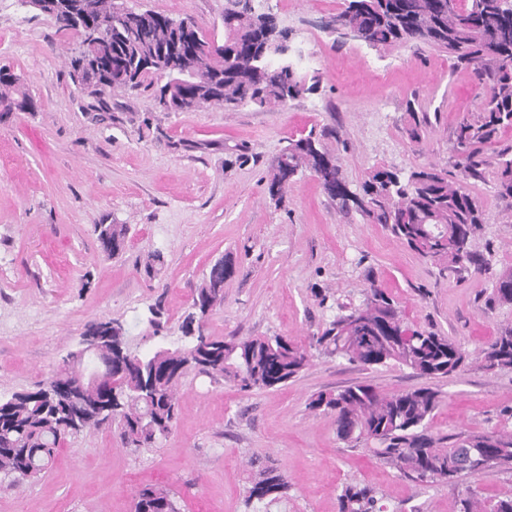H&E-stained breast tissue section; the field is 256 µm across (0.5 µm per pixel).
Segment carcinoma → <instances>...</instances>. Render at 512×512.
I'll list each match as a JSON object with an SVG mask.
<instances>
[{
  "instance_id": "cac0c4a2",
  "label": "carcinoma",
  "mask_w": 512,
  "mask_h": 512,
  "mask_svg": "<svg viewBox=\"0 0 512 512\" xmlns=\"http://www.w3.org/2000/svg\"><path fill=\"white\" fill-rule=\"evenodd\" d=\"M51 17L59 28H101L99 72L72 61L71 76L89 94L108 90L104 69L119 59L132 72L128 87L140 85L149 73L143 61L162 45L178 43L176 70H188L197 79L169 91L170 112L192 111L202 104L233 108L253 105L286 106L317 91L320 75L305 73L289 59L272 61L262 54L264 29L288 40V29L277 16L255 7L254 0H224L223 50L209 55L193 52L206 41L199 28L176 33L172 18L155 11L148 20L113 14V0H50ZM344 19L359 27L363 43L384 50L408 42L430 45L457 63L472 68L483 99L482 111L460 124L457 136L458 167L462 174L475 166L470 147L492 142L502 128H512V0H348ZM15 93L16 97L9 96ZM0 106L3 111L34 112L37 101L21 90L19 78L0 68ZM288 169L271 166L267 189L281 201L288 186L304 170L315 173L324 191L342 181L336 158L323 151L313 136L291 139L282 150ZM498 193L512 196V156L498 153ZM334 195L343 207L354 205L374 224H383L420 256L459 272L469 267L489 269V260L473 250L483 224V209L460 179L435 165L402 177L376 169L362 187ZM101 252L111 258L125 250V224L94 226ZM228 271L215 263L194 290L181 330L187 343L167 347L163 354H139L130 349L127 329L112 321V380L94 384L77 371L80 352L68 353L52 376L34 391L0 398V475L15 480L34 479L53 461L67 436L115 423L129 448H154L179 419L177 388L186 374L198 371L236 383L241 390H275L294 381L310 364L315 348L365 367L398 365L426 379L460 371L469 359L451 338L405 324L393 301L372 288L362 302L367 318L351 322L352 307L332 321L306 348L284 336L238 338L212 336L205 320L224 304ZM478 359L487 371L512 372V328L504 329ZM442 391L422 387L381 393L357 383L335 393L320 392L308 403L311 411L332 416L337 437L396 469L424 486L455 485L463 477L488 469L512 471V432L491 430L435 434L431 423L444 402ZM112 400V413L95 406ZM258 466L245 487V502L287 497L288 481L272 464ZM338 512H384L374 488L347 484L337 495ZM137 512H179L176 493L166 487L145 485L134 498ZM460 512H512V497L484 498L469 489L460 499Z\"/></svg>"
}]
</instances>
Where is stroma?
<instances>
[{
  "mask_svg": "<svg viewBox=\"0 0 512 512\" xmlns=\"http://www.w3.org/2000/svg\"><path fill=\"white\" fill-rule=\"evenodd\" d=\"M255 4L288 28L301 67L320 72L319 89L284 108L165 112L147 81L89 96L70 76L74 36L18 0H0V67L38 102L36 111L0 115V397L44 383L95 320L121 321L142 353L184 344L182 315L220 259L232 272L223 306L207 321L214 336L306 345L373 286L408 324L451 337L473 357L512 326V306L491 297L495 272L512 267V196L496 189L498 153L512 149V129L475 146L465 177L484 211L476 248L492 269L482 274L422 258L357 207L340 209L310 172L279 204L264 182L288 139L310 134L355 193L378 168L405 176L435 164L461 177L453 146L460 123L480 109L473 73L423 44L378 52L339 39L324 23L345 0ZM125 5L189 17L205 36H224V0ZM97 224L129 225L120 255H101ZM156 252L164 263L150 275ZM157 303L164 328L156 335L146 319ZM360 382L383 393L441 390L436 432L512 430V372H488L474 360L428 380L318 352L276 391L246 392L193 372L178 389L180 421L157 447L127 448L113 424L70 435L38 479L0 477V512H132L134 493L147 484L175 490L180 512H337L336 495L350 483L376 488L385 512H459L467 486L512 496L510 471L422 487L348 447L332 418L307 403ZM254 459L285 475L287 499L245 503Z\"/></svg>",
  "mask_w": 512,
  "mask_h": 512,
  "instance_id": "1",
  "label": "stroma"
}]
</instances>
